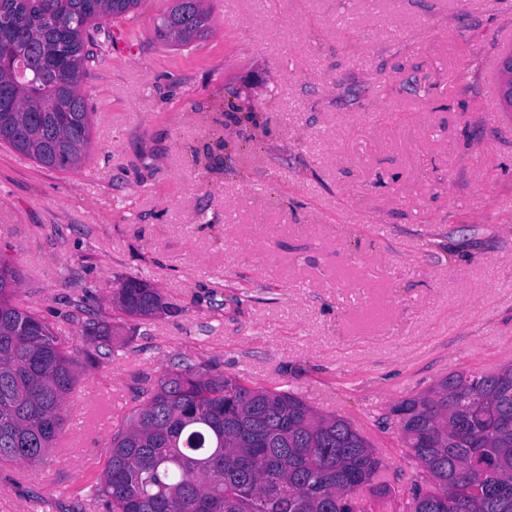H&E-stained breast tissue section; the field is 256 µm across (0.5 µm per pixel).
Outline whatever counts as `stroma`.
Returning <instances> with one entry per match:
<instances>
[{
  "mask_svg": "<svg viewBox=\"0 0 512 512\" xmlns=\"http://www.w3.org/2000/svg\"><path fill=\"white\" fill-rule=\"evenodd\" d=\"M205 6L187 46L156 37L172 0L112 21L126 50L104 44L82 82L79 168L0 143L13 300L69 336L78 377L43 460L0 465V512H107L112 434L177 364L349 420L386 466L381 512H401L419 467L393 406L512 363V0ZM128 277L174 314L116 309ZM82 333L89 336L96 343V348L101 354L112 353V330L103 323L95 320H88L82 326ZM100 349H104L102 353Z\"/></svg>",
  "mask_w": 512,
  "mask_h": 512,
  "instance_id": "obj_1",
  "label": "stroma"
}]
</instances>
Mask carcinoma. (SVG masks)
<instances>
[{
  "mask_svg": "<svg viewBox=\"0 0 512 512\" xmlns=\"http://www.w3.org/2000/svg\"><path fill=\"white\" fill-rule=\"evenodd\" d=\"M140 0H0V143L62 171L80 165L91 110L80 91L102 59L96 36ZM204 0H174L157 29L186 46L209 31ZM20 271L0 258V463L34 464L64 425L77 377L69 337L12 301ZM126 316L169 312L156 288L125 279ZM82 333L112 353V330ZM429 488L403 512H512V364L454 372L392 408ZM383 461L344 418L297 395L252 388L210 367L176 368L112 434L97 496L109 512H379Z\"/></svg>",
  "mask_w": 512,
  "mask_h": 512,
  "instance_id": "obj_1",
  "label": "carcinoma"
}]
</instances>
